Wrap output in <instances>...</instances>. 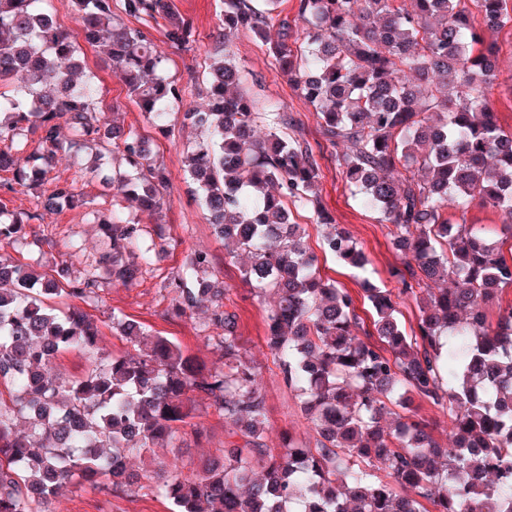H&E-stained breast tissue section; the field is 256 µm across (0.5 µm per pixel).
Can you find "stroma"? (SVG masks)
Listing matches in <instances>:
<instances>
[{
	"instance_id": "35a3bbf8",
	"label": "stroma",
	"mask_w": 512,
	"mask_h": 512,
	"mask_svg": "<svg viewBox=\"0 0 512 512\" xmlns=\"http://www.w3.org/2000/svg\"><path fill=\"white\" fill-rule=\"evenodd\" d=\"M174 3L191 21L198 36L193 50L183 52L171 48L158 30L153 31L152 37L167 57V75L189 87L190 92L183 103L190 106L202 101V80L212 49L211 35L219 23L223 5L222 0H174ZM233 49L240 69L255 79L250 89L259 103L273 104L281 111L293 113L304 122L310 143L321 145L323 138L312 108L300 98L293 86L276 77L264 47L242 34L234 37ZM84 57L89 71L99 80L103 106L121 105L125 124L137 128L149 138L154 160L165 168L168 175L164 191L166 204L156 226L167 239L166 253L137 283L124 287L102 281L95 298L83 304L84 310L97 319L106 348L117 354L130 350L125 339L112 329V315L118 312L146 328L173 337L199 362L210 363L214 358V346L206 339L205 314L198 312L180 319L170 318L166 314L169 298L162 288L164 279L177 270L189 252L206 251L213 260L215 274L233 290L232 299L246 356L261 373L269 425L267 444L278 446L287 430L299 441H307L309 431L301 417L298 400L284 384L264 342V306L252 297L250 285L243 280L237 263L231 262L228 248L215 239L204 212L192 200L182 152L185 132L177 128L167 137L155 132L144 114L128 101L123 81L107 62L90 49L85 50ZM321 199L336 223L350 232L369 260L362 271L336 262L320 247L321 229L316 225L312 211L293 209L294 221L307 228V244L318 258L322 275L336 280L356 296L360 295L361 283L366 279L379 287H393L390 273L401 265L402 258L390 244L388 228L379 223L375 213L360 206L335 163L330 160L324 161L322 166ZM108 247V239L102 236L98 225L90 223L84 212L66 211L45 215L43 223L30 224L24 241L0 243V259L44 270L68 261L73 265L75 277L81 278L91 270L97 253ZM203 423L207 428V438L202 444H195L193 436L189 435L182 447L156 448L148 452L139 463L146 474L139 485L112 494L70 488L59 496L57 512H169L168 502L156 492L165 465L178 462L183 473L189 474L224 446L227 433L223 417L211 412L204 416Z\"/></svg>"
}]
</instances>
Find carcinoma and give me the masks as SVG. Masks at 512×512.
<instances>
[{"label": "carcinoma", "mask_w": 512, "mask_h": 512, "mask_svg": "<svg viewBox=\"0 0 512 512\" xmlns=\"http://www.w3.org/2000/svg\"><path fill=\"white\" fill-rule=\"evenodd\" d=\"M285 2L224 0L204 102L182 112L180 125L199 132L183 144L199 205L235 245L254 296L271 298L264 340L312 440L266 444L259 372L209 253L191 252L163 286L171 317L210 303L209 365L118 315L112 328L133 353H111L85 310L50 304L91 298L95 275L0 261V383L10 392L0 397V512H53L68 484H137L131 458L187 427L206 437L198 396L224 417L232 441L191 475L170 466L157 491L173 512H512V305L496 302L512 287V264L465 218L476 201L512 239V130L489 106L512 0H297L303 38L282 25L271 40ZM71 6L69 32L47 0H0V192L24 188L33 206H0V242L25 238L47 214L84 209L112 240L99 264L112 284L129 286L165 251L141 216L163 209L168 175L144 135L109 120L120 106H101L80 44L112 65L128 100L166 133L186 87L166 75L149 30L180 51L193 49L195 32L174 0ZM240 33L312 106L336 168L403 251L396 288H362L368 324L356 298L321 275L288 207L314 211L322 247L338 262L368 263L320 205L323 155L292 115L259 111L241 86L231 49ZM31 135L37 147L20 166ZM60 155L77 173L108 166L103 206L52 175ZM440 281L448 287H428ZM407 302L418 309L410 334L399 320ZM74 348L92 367L77 380L58 377L55 361ZM416 398L448 411V440L412 407Z\"/></svg>", "instance_id": "1"}]
</instances>
